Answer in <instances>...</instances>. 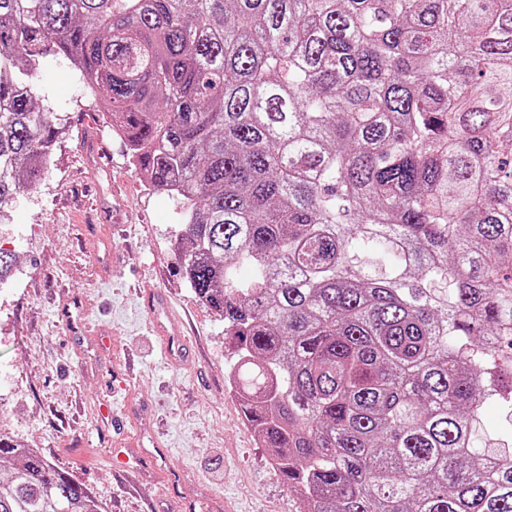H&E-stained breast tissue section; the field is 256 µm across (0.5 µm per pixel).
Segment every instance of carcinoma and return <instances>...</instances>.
<instances>
[{
    "label": "carcinoma",
    "mask_w": 512,
    "mask_h": 512,
    "mask_svg": "<svg viewBox=\"0 0 512 512\" xmlns=\"http://www.w3.org/2000/svg\"><path fill=\"white\" fill-rule=\"evenodd\" d=\"M54 55L184 199L299 512H512V446H477L490 399L512 441V0H0V216L51 163ZM10 460L0 512H100L0 432Z\"/></svg>",
    "instance_id": "carcinoma-1"
}]
</instances>
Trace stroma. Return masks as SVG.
<instances>
[{
  "mask_svg": "<svg viewBox=\"0 0 512 512\" xmlns=\"http://www.w3.org/2000/svg\"><path fill=\"white\" fill-rule=\"evenodd\" d=\"M36 98L59 134L45 178L0 220V247L17 260L16 277L0 284V430L83 483L102 512H176L179 495L195 499V512H296L228 387L224 321L181 273L183 201L142 180L67 59H47ZM148 291L166 308L149 314ZM68 299L87 306L94 339L70 336L57 311ZM166 336L183 344L181 362H166ZM129 357L134 377L113 387ZM106 404L119 430L101 415ZM154 435L176 472L171 492L150 473L128 485L112 467L114 444L134 458Z\"/></svg>",
  "mask_w": 512,
  "mask_h": 512,
  "instance_id": "stroma-1",
  "label": "stroma"
}]
</instances>
